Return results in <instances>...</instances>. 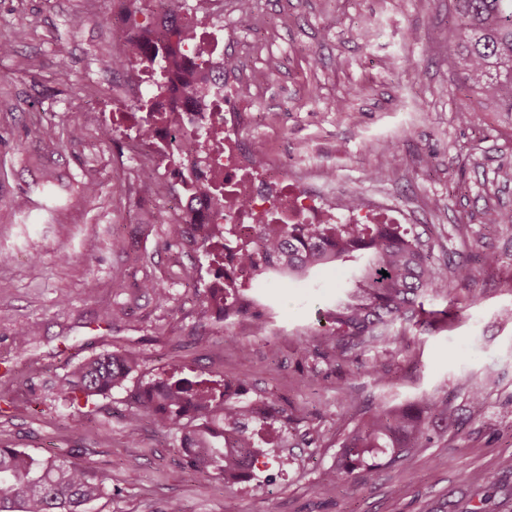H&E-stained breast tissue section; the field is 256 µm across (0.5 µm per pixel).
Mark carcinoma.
Wrapping results in <instances>:
<instances>
[{
	"instance_id": "carcinoma-1",
	"label": "carcinoma",
	"mask_w": 512,
	"mask_h": 512,
	"mask_svg": "<svg viewBox=\"0 0 512 512\" xmlns=\"http://www.w3.org/2000/svg\"><path fill=\"white\" fill-rule=\"evenodd\" d=\"M458 46L451 55L453 68L466 81L470 96L485 112L512 117V0H455ZM193 29L175 22L163 44L149 59L155 84L177 72L184 88L204 94L198 71L185 67L183 52ZM210 141L224 144L222 133L212 130L207 138L185 136L183 146ZM155 223L166 226L171 241L191 235L205 248L209 262L218 254L209 231L200 224H179L164 211L152 213ZM239 257L252 266L249 281L227 288H208L203 304L220 317L241 308L260 309L256 285L270 279L292 283L317 267L342 266L367 259L346 298L327 313L334 357L344 359L356 350L385 340L398 321H410L424 310L428 295L448 294V275L432 261L431 253L417 237L399 224H284L258 226L256 239L239 246ZM385 270L388 276L380 271ZM141 290L164 305L169 292L161 284L144 281ZM138 366L129 350H114L78 366L61 383L64 398L93 396L121 385ZM140 412L155 424L180 433L187 464L196 471L214 472L231 487L255 476L269 463L270 448L288 430V416L268 396L242 400L236 389L219 388L206 380L163 379L150 383L137 398ZM454 411L448 399L435 397L422 405H405L374 412L345 437L336 461L335 481L359 470L369 477L379 459L392 462L409 449L431 439L430 423L448 421ZM104 483L89 477L85 467L56 457L36 458L16 448H0V512H84V506L100 499Z\"/></svg>"
}]
</instances>
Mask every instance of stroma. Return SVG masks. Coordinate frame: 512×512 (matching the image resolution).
Masks as SVG:
<instances>
[{
    "instance_id": "1",
    "label": "stroma",
    "mask_w": 512,
    "mask_h": 512,
    "mask_svg": "<svg viewBox=\"0 0 512 512\" xmlns=\"http://www.w3.org/2000/svg\"><path fill=\"white\" fill-rule=\"evenodd\" d=\"M223 2L225 53L245 75L270 76L242 89V110L264 119L247 138L270 162L326 168L348 193L387 195L435 263L467 266L472 280L427 297L424 317L348 360L323 358L320 314L351 286L354 264L304 285L261 284L275 315L265 332L214 321L200 250L150 221L168 210L169 189L142 187L121 149L144 97L112 66L105 18L118 0H0V39L16 48L0 56V447L88 466L105 485L88 512H512V226L483 220L486 206L512 210V126L496 112L457 118L469 100L449 63L454 0H253L247 17ZM76 15L86 18L78 29ZM95 110L113 114L114 140L101 138ZM89 181L96 196L84 193ZM148 278L168 288L165 305L141 291ZM121 348L141 357L123 385L62 400L76 366ZM379 362L382 384L369 374ZM170 374L274 397L290 418L287 447L270 451L285 471L270 465L228 489L189 468L179 433L146 418L129 440L136 394ZM473 387L485 398L478 416ZM441 396L454 423L434 422L429 442L370 480L356 473L325 492L364 413Z\"/></svg>"
}]
</instances>
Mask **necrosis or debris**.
I'll use <instances>...</instances> for the list:
<instances>
[{
    "label": "necrosis or debris",
    "instance_id": "obj_1",
    "mask_svg": "<svg viewBox=\"0 0 512 512\" xmlns=\"http://www.w3.org/2000/svg\"><path fill=\"white\" fill-rule=\"evenodd\" d=\"M223 30V23H214L208 36L215 45L206 57L208 100L181 92L175 77L154 88L146 70L137 72L140 83L150 86L155 107L173 116L172 121L149 128L145 163L150 170L194 159V151L179 146L180 134L207 126L224 134L223 147L212 149L209 164L200 165L195 189L174 196L173 215L218 230L232 225L241 241L252 239L259 224L405 223V215L386 201L337 192L335 179L325 173L320 186L310 188L301 177L290 175L287 167L259 160L256 149L243 146L245 117L229 100L240 89L241 71L222 50Z\"/></svg>",
    "mask_w": 512,
    "mask_h": 512
}]
</instances>
